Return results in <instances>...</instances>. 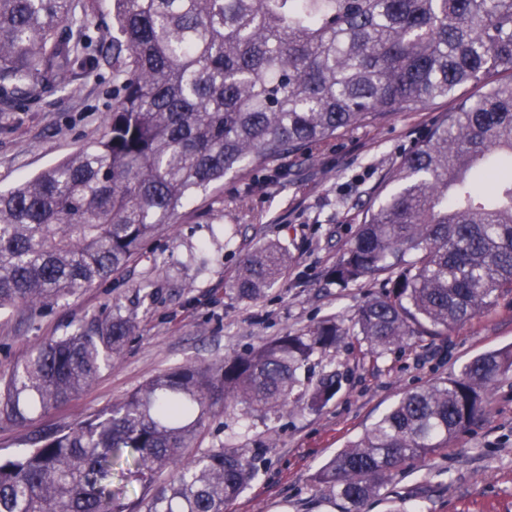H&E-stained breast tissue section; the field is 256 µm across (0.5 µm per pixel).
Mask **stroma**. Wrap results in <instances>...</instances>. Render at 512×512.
<instances>
[{
    "label": "stroma",
    "instance_id": "35a3bbf8",
    "mask_svg": "<svg viewBox=\"0 0 512 512\" xmlns=\"http://www.w3.org/2000/svg\"><path fill=\"white\" fill-rule=\"evenodd\" d=\"M482 91L470 85L423 111L396 112L382 124L270 161L268 170L283 174L275 183H259L255 172L227 174L198 192L174 224L108 279L37 310L0 308V376L32 347L91 319L118 313L135 325L121 356L103 363L95 380L69 402L24 425H0V458L18 455L42 430L109 408L160 373L222 364L324 318L351 322L379 284L367 279L344 288L328 278V270L343 257L402 156L461 99ZM114 102L108 57L92 75L74 71L62 89L16 98L9 111L0 112V191L100 139ZM269 244L287 249V269L260 296L240 298L232 283L241 265ZM509 347L512 294L447 337H411L399 356L372 354L349 336L323 359L326 369L345 375L328 405H290L266 414L229 405L207 422L196 450L221 448L265 464V473L225 512H342L335 490L316 478L325 463L406 392L459 374L482 353ZM364 512H512V375L496 383L470 430L426 458L405 461Z\"/></svg>",
    "mask_w": 512,
    "mask_h": 512
}]
</instances>
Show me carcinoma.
<instances>
[{
    "label": "carcinoma",
    "instance_id": "carcinoma-1",
    "mask_svg": "<svg viewBox=\"0 0 512 512\" xmlns=\"http://www.w3.org/2000/svg\"><path fill=\"white\" fill-rule=\"evenodd\" d=\"M96 0H0V100L61 85L98 63ZM120 97L91 147L0 191V308L34 306L118 271L195 192L250 165L393 112L487 87L433 126L389 172L390 188L328 276L383 277L385 292L345 326L325 319L221 365L161 373L110 408L28 440L0 459V512H224L262 471L224 449L186 456L226 394L268 413L302 397L298 372L359 336L381 356L415 334L446 336L512 292V0H113ZM288 266L261 248L232 287L252 298ZM129 318L93 319L34 347L0 382V424L20 425L87 387L120 355ZM512 349L416 389L336 453L318 480L362 512L402 461L466 431ZM340 369L307 393L322 408ZM169 479L160 481L164 473Z\"/></svg>",
    "mask_w": 512,
    "mask_h": 512
}]
</instances>
